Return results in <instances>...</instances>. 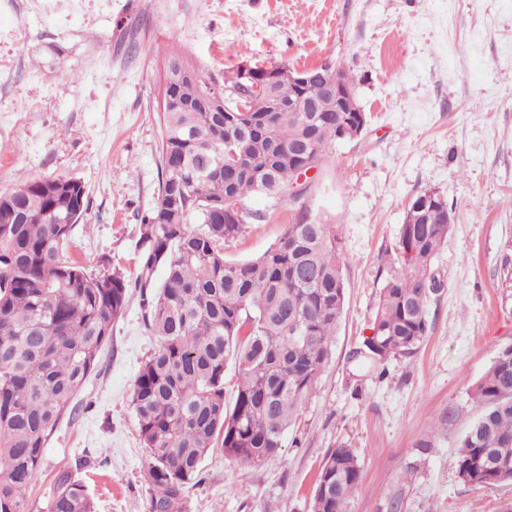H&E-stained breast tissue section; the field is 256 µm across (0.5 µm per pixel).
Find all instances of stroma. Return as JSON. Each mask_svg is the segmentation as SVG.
<instances>
[{
	"mask_svg": "<svg viewBox=\"0 0 512 512\" xmlns=\"http://www.w3.org/2000/svg\"><path fill=\"white\" fill-rule=\"evenodd\" d=\"M205 78L238 64L332 62L368 117L329 145L299 201L246 199L225 243L263 254L307 207L339 227L344 310L315 393L278 455L253 468L214 449L189 512H310L328 449L354 448L362 478L346 512H512V484L471 486L454 457L480 413L470 390L512 346V0H0V192L71 177L88 208L71 238L88 266L108 258L135 279L142 215L158 193V111L171 52ZM438 192L453 218L433 269L432 329L375 380L354 353L390 272L410 199ZM156 341L137 300L112 328L27 493L46 512L58 471L84 481L97 512H146L148 457L130 404Z\"/></svg>",
	"mask_w": 512,
	"mask_h": 512,
	"instance_id": "obj_1",
	"label": "stroma"
}]
</instances>
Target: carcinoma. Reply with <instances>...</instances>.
Wrapping results in <instances>:
<instances>
[{
  "instance_id": "carcinoma-1",
  "label": "carcinoma",
  "mask_w": 512,
  "mask_h": 512,
  "mask_svg": "<svg viewBox=\"0 0 512 512\" xmlns=\"http://www.w3.org/2000/svg\"><path fill=\"white\" fill-rule=\"evenodd\" d=\"M271 98L300 96L296 72L272 67ZM224 111L211 112L202 78L165 83L161 180L154 206L141 218L134 284L117 270L90 272L67 252L73 224L58 220L87 202L80 181L42 178L0 195V512H27L44 449L61 418L100 364L112 326L125 313L129 288L139 290L142 321L158 347L141 363L132 392L139 435L148 453L147 512H189L185 491L201 480L214 449L261 467L283 446L299 409L314 392L343 311V247L338 227L310 211L285 226L277 244L256 259L230 262L224 243L236 238L243 215L228 208L251 194L297 199L302 146L320 161L350 121L365 113H243L252 85L233 84ZM401 224L391 274L381 288L364 337L363 356L377 378L386 363L415 353L431 325L428 304L439 286L432 266L445 243L448 205L435 191ZM198 228L192 230L189 224ZM161 284H155L157 269ZM236 399L224 400L228 363ZM482 412L460 440L458 477L473 486L512 482V347L473 386ZM354 449L327 451L312 512H345L361 480ZM47 512H95L86 486L57 473Z\"/></svg>"
}]
</instances>
